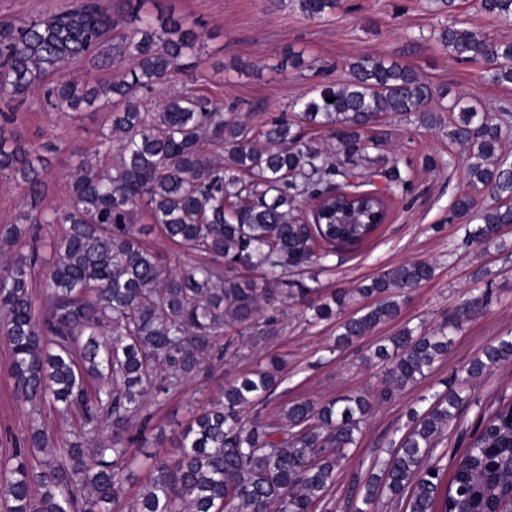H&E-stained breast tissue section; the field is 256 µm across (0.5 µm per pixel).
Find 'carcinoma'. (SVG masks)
<instances>
[{"label":"carcinoma","mask_w":512,"mask_h":512,"mask_svg":"<svg viewBox=\"0 0 512 512\" xmlns=\"http://www.w3.org/2000/svg\"><path fill=\"white\" fill-rule=\"evenodd\" d=\"M337 2L298 0L309 19L333 12ZM433 2L450 17L438 32L442 49L459 62H488L487 80L511 86L512 42L464 26L453 17L456 0ZM124 5L134 27L112 43L115 22L99 0L0 23V174L21 182L31 209L25 223L0 225V247L18 248L0 273V336L10 350L16 402L48 405L72 425L62 448L34 417L22 441L0 436V512H123L141 467L131 448L152 420L150 399L179 390L213 358L240 356L277 335L278 317L264 311L303 303L313 320L328 321L376 298L340 321L339 342H351L395 320L409 292L434 276L430 263L408 261L320 302L317 278L308 273L388 220L374 177L384 179L391 200L412 191L398 163L384 168L370 154L376 141L369 128L389 113L442 125L427 109L435 89L420 73L381 56L360 57L343 81L295 102L296 123L286 113L259 125L226 118L211 99L185 88L149 112L140 108L144 95L195 52L197 36L179 17L153 25L140 16L142 0ZM478 8L512 26V0H479ZM86 59L123 73L95 87L50 80ZM37 90L58 112L100 99L119 105L100 132L112 164L79 156L68 202L50 210L37 209L51 179L44 153L60 145L36 146L14 130L5 136ZM451 109L448 137L468 150V185L489 190L493 200L479 207L469 193L456 197L453 212L469 220L461 245L488 248L512 224V155L501 145L512 114L481 112L463 97ZM306 121L326 128L336 157L307 137ZM340 186L353 193L337 194ZM140 218L205 261L169 272L143 245ZM44 248L50 259L38 304L32 288ZM487 301L473 295L431 332L405 326L388 337L375 350L383 365L375 391L296 399L270 412L285 360L267 357L225 383L191 419L177 456L148 455L132 512H334L327 492L369 416L434 371L451 332ZM506 365L511 333L487 344L443 390L421 396L389 458L375 461L355 488L351 512H375L382 497L406 512H512L511 396L478 419L453 473L443 456H433L469 400L465 387Z\"/></svg>","instance_id":"carcinoma-1"}]
</instances>
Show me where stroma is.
Segmentation results:
<instances>
[{
	"instance_id": "stroma-1",
	"label": "stroma",
	"mask_w": 512,
	"mask_h": 512,
	"mask_svg": "<svg viewBox=\"0 0 512 512\" xmlns=\"http://www.w3.org/2000/svg\"><path fill=\"white\" fill-rule=\"evenodd\" d=\"M142 13L153 19L184 17L198 36L195 53L185 56L180 70L147 97V106L153 108L172 89L185 86L211 98L225 113L263 121L288 111L295 99L311 96L320 83L344 77L355 58L378 55L411 66L434 86L449 90V97L429 102L431 111L444 112L450 96L460 93L491 114L512 113V89L485 80L487 63L454 61L440 47L436 36L449 15L437 11L430 0H339L334 14L315 20L302 15L296 0H145ZM110 119L106 106L57 112L44 106L41 94L30 97L19 114L17 131L36 144L61 145L60 151L47 155L52 177L44 206L67 200L77 155L95 156L101 148L99 132ZM372 132L380 139V155L409 173L413 189L394 200L380 233L340 252L320 270L323 293L357 288L385 269L411 260L434 263V277L412 290L396 320L333 353L328 347L337 334L336 321L308 324L303 305H289L279 336L245 350L242 357L212 360L178 393L157 396L149 406L153 420L145 451L171 450L181 428L219 395L226 380L267 355L288 359L285 379L274 397L278 404L376 389L381 366L369 358L373 345L406 325L437 327L476 288L473 272L487 268L488 303L456 333L447 359L419 384L383 402L367 424L329 493L336 512H348L355 480L364 478L372 462L384 457L390 440L404 428L413 401L468 365L495 337L512 331V232L504 234L502 249H465L459 245L464 235L461 220L448 218L454 199L468 189L465 149L449 140L447 127L428 128L412 116H381ZM429 156L443 158L444 166L427 168L424 161ZM452 246L457 249L453 255L448 252ZM8 362L9 349L0 340V434L21 440L28 434V409L18 405L10 392ZM510 383L512 365L471 383V399L449 426L442 445L446 465L455 466L478 417L496 405L504 385Z\"/></svg>"
}]
</instances>
